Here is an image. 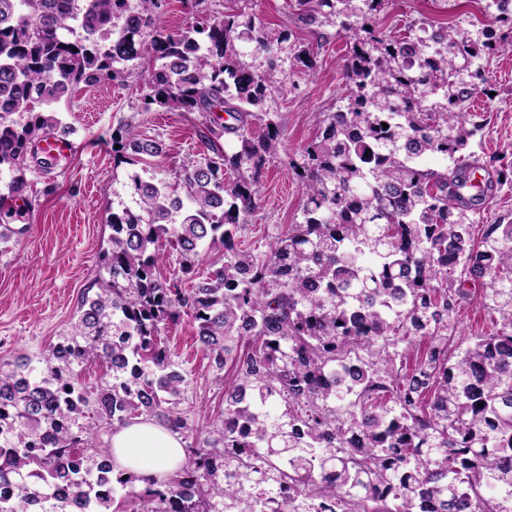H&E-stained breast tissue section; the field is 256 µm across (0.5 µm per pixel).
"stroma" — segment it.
<instances>
[{
	"label": "stroma",
	"instance_id": "stroma-1",
	"mask_svg": "<svg viewBox=\"0 0 512 512\" xmlns=\"http://www.w3.org/2000/svg\"><path fill=\"white\" fill-rule=\"evenodd\" d=\"M290 0H204L202 14L242 9L312 48V65L294 77L295 85L278 96L280 144L260 173L258 207L235 236V245L260 255L289 225L301 222L303 190L289 167L302 148L320 132L323 113L335 110L343 96L341 59L348 46L335 26L299 22ZM499 9L494 0H391L379 15L386 34L402 35L411 24L445 23L461 38H475L492 24ZM486 81L468 111L481 126L471 149L489 174L512 164V45H502L484 59ZM144 77L133 73L124 83L106 82L81 88L58 110L72 128L78 150L50 171L30 165L27 180L55 185L51 195L34 198L27 215L13 219L25 227L19 241L0 245V359L19 356L38 360L71 331L81 301L96 288L101 256L110 229L106 218L113 193L127 183L133 165L112 150V133L129 129L141 137L162 141L164 155L154 169L171 174L192 159L207 157L201 142L203 117L198 112L144 109L138 92ZM495 322L482 307L479 290L459 300L448 319V351L466 348L476 336L493 332ZM190 317L171 322L165 334L174 360L186 377L179 410L194 432L219 425L224 412V388L232 374H220L195 344Z\"/></svg>",
	"mask_w": 512,
	"mask_h": 512
}]
</instances>
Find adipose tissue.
Here are the masks:
<instances>
[{"instance_id":"ef3b65f1","label":"adipose tissue","mask_w":512,"mask_h":512,"mask_svg":"<svg viewBox=\"0 0 512 512\" xmlns=\"http://www.w3.org/2000/svg\"><path fill=\"white\" fill-rule=\"evenodd\" d=\"M110 446L113 472L125 477L160 475L184 459L179 433L145 419L113 431Z\"/></svg>"}]
</instances>
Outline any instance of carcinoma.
I'll use <instances>...</instances> for the list:
<instances>
[{"label":"carcinoma","mask_w":512,"mask_h":512,"mask_svg":"<svg viewBox=\"0 0 512 512\" xmlns=\"http://www.w3.org/2000/svg\"><path fill=\"white\" fill-rule=\"evenodd\" d=\"M159 2L0 0V201L34 191L28 156L44 135L68 133L57 106L80 84L139 68L145 109L219 107L234 120L205 126L214 157L171 179L142 177L160 142L113 135L142 172L129 176L132 204L107 217L108 278L39 366L0 362V447L11 449L0 453V512H283L286 497L325 512L343 496L358 512L501 508L512 499V222L494 220L477 243L469 214L509 175L480 197L460 191L480 130L464 113L484 82L480 51L512 43V17L479 44L444 25L395 39L376 26L389 0H294L299 21L334 24L349 42L346 104L323 113L292 162L302 221L257 258L234 236L278 149L268 102L311 49L243 12L168 30ZM429 155L452 166L428 168ZM162 241L198 283L183 290L157 274ZM218 246L224 265L201 277ZM467 283L500 328L450 356L442 331ZM182 311L216 368L229 362L239 378L224 389L222 427L204 437L177 409L185 378L161 337ZM417 339L426 350L411 372L386 365L388 347ZM97 362L112 380L89 394L75 368ZM275 397L285 421L266 411ZM90 405L115 429L145 417L179 431L186 462L163 477H112L95 422H80Z\"/></svg>","instance_id":"carcinoma-1"}]
</instances>
